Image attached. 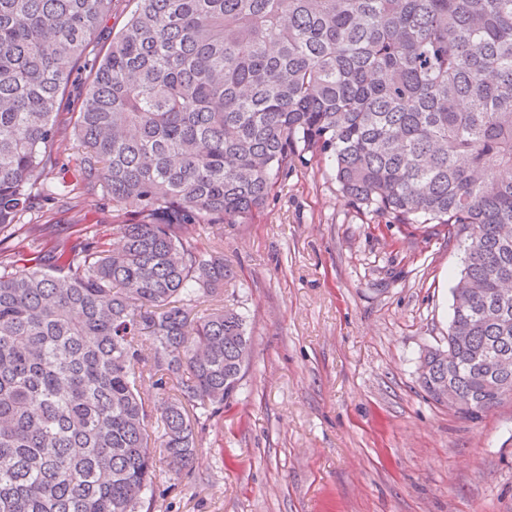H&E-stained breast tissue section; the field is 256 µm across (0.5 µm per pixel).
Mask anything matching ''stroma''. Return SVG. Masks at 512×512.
Returning a JSON list of instances; mask_svg holds the SVG:
<instances>
[{"label":"stroma","instance_id":"obj_1","mask_svg":"<svg viewBox=\"0 0 512 512\" xmlns=\"http://www.w3.org/2000/svg\"><path fill=\"white\" fill-rule=\"evenodd\" d=\"M89 237L113 242L111 210L77 181L64 207L0 232L34 263ZM200 242L224 253L252 352L189 467L157 472L153 512H512V397L469 421L418 381L425 349L448 344L463 267L442 227L358 210L308 158L253 223Z\"/></svg>","mask_w":512,"mask_h":512}]
</instances>
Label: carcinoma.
<instances>
[{"label": "carcinoma", "instance_id": "cac0c4a2", "mask_svg": "<svg viewBox=\"0 0 512 512\" xmlns=\"http://www.w3.org/2000/svg\"><path fill=\"white\" fill-rule=\"evenodd\" d=\"M112 4L0 0V231L68 196L65 146L117 226L37 267L0 245V512H139L145 376L176 392L163 462L190 465L187 407L223 409L251 353L236 309L190 317L228 277L199 231L252 223L307 153L357 208L464 246L427 397L474 421L512 396V0H136L101 42Z\"/></svg>", "mask_w": 512, "mask_h": 512}]
</instances>
